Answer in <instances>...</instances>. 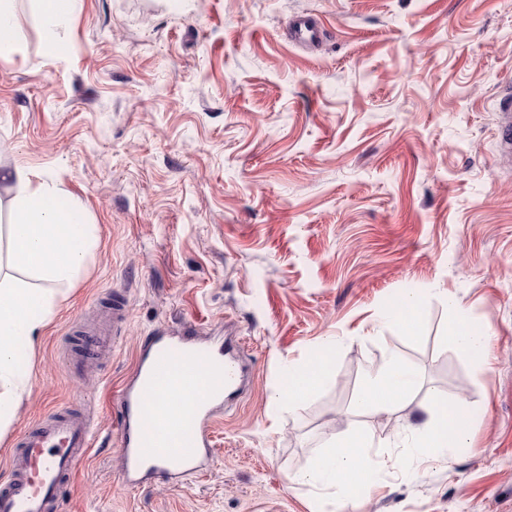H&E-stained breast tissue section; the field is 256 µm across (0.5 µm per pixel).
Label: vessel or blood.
I'll return each instance as SVG.
<instances>
[{
    "label": "vessel or blood",
    "mask_w": 512,
    "mask_h": 512,
    "mask_svg": "<svg viewBox=\"0 0 512 512\" xmlns=\"http://www.w3.org/2000/svg\"><path fill=\"white\" fill-rule=\"evenodd\" d=\"M323 37L317 20L293 19L290 41L311 47ZM500 143L512 155V93L503 97ZM240 379V361L224 345L187 336H155L136 361L135 377L113 391V413L126 457L123 480L171 481L203 466L211 416L224 403L223 389ZM94 429L80 416L51 411L25 431L0 483V512H61L63 489L86 458Z\"/></svg>",
    "instance_id": "1"
}]
</instances>
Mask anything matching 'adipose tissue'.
Returning a JSON list of instances; mask_svg holds the SVG:
<instances>
[{"label":"adipose tissue","mask_w":512,"mask_h":512,"mask_svg":"<svg viewBox=\"0 0 512 512\" xmlns=\"http://www.w3.org/2000/svg\"><path fill=\"white\" fill-rule=\"evenodd\" d=\"M39 21L52 38L49 53L60 43L57 31L68 27L80 0H32ZM8 183L10 221L7 226L8 261L31 277L27 283L0 281V427L12 417L11 397L23 381L18 372L19 347H34L53 313L58 288L80 270L90 250L92 228L77 205L65 199L54 185L35 180L28 168L17 166L5 176ZM446 344L474 356L484 355L492 336L490 328L469 325L457 311L448 313ZM336 365L328 353L301 366H289L276 393L278 403L297 410L319 393ZM421 389L418 372L398 352H390L382 365L364 381L356 405L364 411H393ZM425 416L415 428L413 446L419 455L451 462L471 445L469 418L456 404L428 393ZM373 435L353 427L334 437L303 471L291 475L292 483L333 489L335 497L350 502L362 485L378 474L381 463L372 454Z\"/></svg>","instance_id":"obj_1"}]
</instances>
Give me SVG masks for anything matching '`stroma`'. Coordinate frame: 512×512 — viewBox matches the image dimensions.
Wrapping results in <instances>:
<instances>
[{"mask_svg":"<svg viewBox=\"0 0 512 512\" xmlns=\"http://www.w3.org/2000/svg\"><path fill=\"white\" fill-rule=\"evenodd\" d=\"M14 7L26 54L0 57V173L57 184L94 245L20 351L0 480L33 422L87 411L98 434L64 512H316L329 495L288 476L341 414L383 462L345 512H512V0H81L54 56L30 0ZM303 14L317 48L288 38ZM116 293L126 320L83 365L78 331ZM408 294L414 336L385 320ZM452 301L492 329L485 356L445 345ZM186 329L231 339L248 381L215 412L206 470L127 488L112 386L151 336ZM330 339L326 386L280 406L286 366ZM390 349L471 419L452 466L408 456L423 395L354 409ZM500 144L512 156V93L505 95L500 104Z\"/></svg>","mask_w":512,"mask_h":512,"instance_id":"1","label":"stroma"}]
</instances>
